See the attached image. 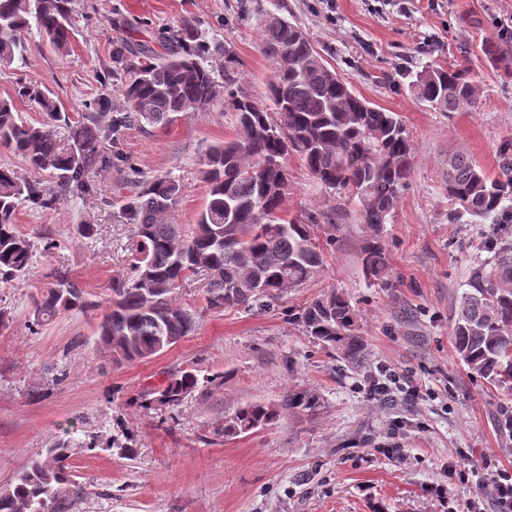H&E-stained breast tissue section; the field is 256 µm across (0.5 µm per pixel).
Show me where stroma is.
Returning <instances> with one entry per match:
<instances>
[{
	"label": "stroma",
	"instance_id": "obj_1",
	"mask_svg": "<svg viewBox=\"0 0 512 512\" xmlns=\"http://www.w3.org/2000/svg\"><path fill=\"white\" fill-rule=\"evenodd\" d=\"M74 6L77 32L68 53L58 54L36 32L25 34L21 59L0 68V99L13 98L23 78L49 88L66 111H83L101 95L112 111H122L120 88L103 82L115 41L146 40L185 19L212 45L235 50L244 62L242 85L264 99L272 70L260 47L256 12L264 9L302 27L357 94L402 115L415 167L381 232L389 266L381 283L362 265L370 230L357 210L333 198L290 153L288 216L336 213L335 224L311 227L328 245L319 277L264 311L207 309L205 277H190L174 299L197 311L195 333L125 364L95 346L100 311L37 324L30 303L59 268L102 303L113 285L133 277L130 229L117 216L131 193L124 170L96 177V196L60 199L47 213L19 206L20 229L43 231L54 245L37 251L24 279L0 282V308L9 314L0 324V486L52 442L74 436L94 443L70 458L85 489L76 512H463L470 486L449 477L447 465L464 451L471 469L491 454L512 469V435L498 419L512 396L472 377L455 350L451 318L473 261L464 245L490 223L449 221L444 183L448 158L458 151L499 174L500 147L512 138V80L484 59L480 45L497 38L496 21L512 16V0H407L401 8L385 0H75ZM429 35L435 43L426 53ZM463 46L472 51L478 109L447 114L420 104L401 67L448 65ZM233 134V116L219 105L150 134L128 127L118 143L141 175L180 180L174 221L191 225L207 196L204 150ZM80 224L95 225L94 236H79ZM333 291L355 310L366 347L359 362L306 336L299 322L306 305ZM381 365L403 372L426 398L410 405L367 402L361 385ZM183 371L207 379V386L175 407L140 408L148 391ZM294 388L316 392L321 409L282 414L236 438L217 435L238 407L278 404ZM390 443L402 448V458L383 455ZM442 483L455 490L444 505L429 492Z\"/></svg>",
	"mask_w": 512,
	"mask_h": 512
}]
</instances>
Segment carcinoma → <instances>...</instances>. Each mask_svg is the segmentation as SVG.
Here are the masks:
<instances>
[{
	"mask_svg": "<svg viewBox=\"0 0 512 512\" xmlns=\"http://www.w3.org/2000/svg\"><path fill=\"white\" fill-rule=\"evenodd\" d=\"M259 28L261 51L272 63L266 103L242 87V62L232 48L221 50V77L205 65L208 44L191 20L158 30L151 41L113 46L112 80L121 85L123 113L97 100L74 116L47 88L27 80L17 83L16 95L43 112L42 122L22 120L13 99H0V144L31 171L52 179L47 187L0 166L1 280L25 277L36 251L35 236L16 224L19 204L46 213L61 197L89 193V175L109 173L122 161L123 154L112 151L120 130L170 126L180 114L205 112L219 99L234 113V135L210 145L203 155L207 202L196 223L172 222L182 197L177 179L164 175L132 181L135 191L119 217L131 228L135 275L113 289L94 328L96 344L115 363L151 358L195 332L196 310L176 305L172 294L199 272L207 276L212 309L260 310L319 276L325 253L310 225L335 223V212L284 215L291 151L325 189L355 203L362 223L373 232L362 251L363 268L376 280L388 276L380 231L409 186L414 161L401 115L357 95L288 18L265 13ZM32 29L56 51H67L76 31L73 0H0V67L15 62L22 35ZM480 51L512 77V42L488 40ZM410 89L417 101L438 112L476 109L480 103L466 50L446 67L422 65L411 76ZM445 191L452 219L496 218L477 246L487 256L470 269L452 335L469 373L512 396V141L502 145L497 177L462 153L451 157ZM31 303L38 324L99 307L63 268ZM300 322L307 335L342 349L347 360L363 353L355 311L340 294L312 300ZM199 388L196 374L186 371L155 388L154 402L177 406ZM320 407L316 393L291 389L276 407L256 402L236 409L224 417L218 434L238 437L273 424L284 412L314 413ZM75 447L70 439L56 442L0 486V512H75L85 495L70 464Z\"/></svg>",
	"mask_w": 512,
	"mask_h": 512,
	"instance_id": "1",
	"label": "carcinoma"
}]
</instances>
